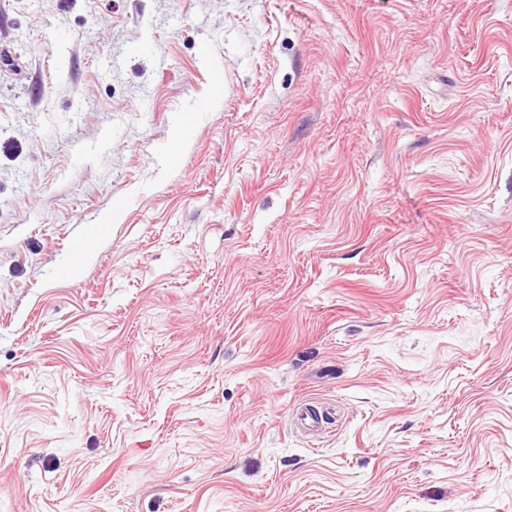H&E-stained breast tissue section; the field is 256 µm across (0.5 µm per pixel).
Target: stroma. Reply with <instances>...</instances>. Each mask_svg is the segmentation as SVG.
<instances>
[{
  "mask_svg": "<svg viewBox=\"0 0 512 512\" xmlns=\"http://www.w3.org/2000/svg\"><path fill=\"white\" fill-rule=\"evenodd\" d=\"M0 512H512V0H0Z\"/></svg>",
  "mask_w": 512,
  "mask_h": 512,
  "instance_id": "35a3bbf8",
  "label": "stroma"
}]
</instances>
